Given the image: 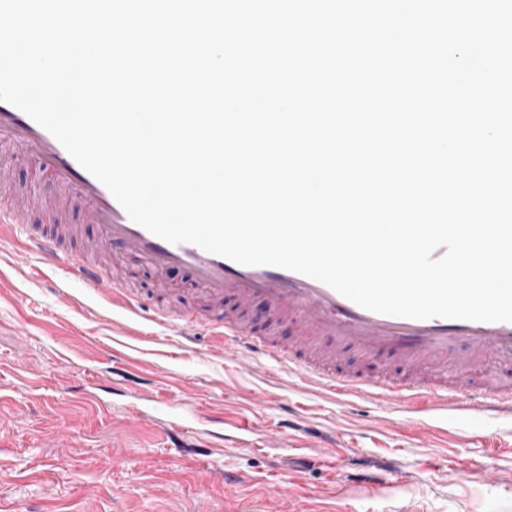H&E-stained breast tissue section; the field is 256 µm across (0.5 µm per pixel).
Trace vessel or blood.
Returning a JSON list of instances; mask_svg holds the SVG:
<instances>
[{"label": "vessel or blood", "mask_w": 512, "mask_h": 512, "mask_svg": "<svg viewBox=\"0 0 512 512\" xmlns=\"http://www.w3.org/2000/svg\"><path fill=\"white\" fill-rule=\"evenodd\" d=\"M22 148L38 161L65 190H74L89 223L100 226L101 236L91 239L94 251L137 257L154 273L158 289H165L170 271L192 272L215 316L211 353L236 359L249 372L265 371L274 363L299 373L305 384L336 397L380 399L396 407L401 424H408L419 408L452 414L471 410L475 397H484L483 413L512 415V363L504 365L494 380H486L483 356L492 352L512 356V322H479L433 317L413 319L385 315L362 308L329 285L285 268L247 266L207 252L190 243L168 242L131 220L109 189L84 169L43 126L19 108L0 101V148ZM63 201L39 200L35 206L0 202V227L6 228L19 248L50 267H64L67 275L93 292L119 314L113 328L135 335V322L149 318L156 326L176 327L183 346L195 341L196 323L163 305L146 309L143 297L127 277L108 275L86 254L67 250L62 224L41 230L29 227L32 209L51 214ZM246 308L262 301L273 320L294 319L298 335L294 350L278 346L244 322L225 317V300ZM354 349L368 358L395 357L398 372L371 375L344 370L340 359ZM214 438L236 451L252 448V429L244 421L214 418Z\"/></svg>", "instance_id": "1"}]
</instances>
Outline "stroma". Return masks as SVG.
Listing matches in <instances>:
<instances>
[{
  "mask_svg": "<svg viewBox=\"0 0 512 512\" xmlns=\"http://www.w3.org/2000/svg\"><path fill=\"white\" fill-rule=\"evenodd\" d=\"M8 171L19 190L62 195L38 162L17 155ZM15 250L0 239V512H226L228 471L249 481L240 493L247 510L286 479L294 489L285 512H306L310 491L327 512H512V418H440L422 436L396 426V409L382 402L347 406L294 374L244 372L148 325L119 335L85 288L74 294L93 313L59 302L63 273L16 274ZM115 351L153 401L114 389L106 368ZM214 413L264 433L293 418L304 431L288 450L258 439L248 452L195 455L154 423L176 422L204 441ZM325 436L338 443L329 464L313 449ZM382 462L402 479L376 491L366 480Z\"/></svg>",
  "mask_w": 512,
  "mask_h": 512,
  "instance_id": "stroma-1",
  "label": "stroma"
}]
</instances>
